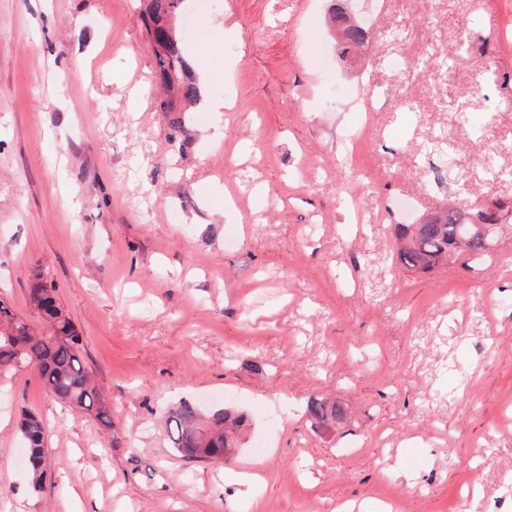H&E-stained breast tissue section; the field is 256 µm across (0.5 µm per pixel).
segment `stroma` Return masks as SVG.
<instances>
[{"mask_svg":"<svg viewBox=\"0 0 512 512\" xmlns=\"http://www.w3.org/2000/svg\"><path fill=\"white\" fill-rule=\"evenodd\" d=\"M373 3L346 4L348 55L332 0L177 21L200 99L175 138L139 0H0V297L36 321L46 269L112 401L107 429L36 372L0 380V512H512V180L479 165L512 168V0ZM446 131L456 173L424 151ZM460 200L500 209L490 258L394 261L395 225ZM228 396L235 453L177 455L167 410ZM313 397L346 421L313 427ZM25 409L48 431L37 495Z\"/></svg>","mask_w":512,"mask_h":512,"instance_id":"1","label":"stroma"}]
</instances>
